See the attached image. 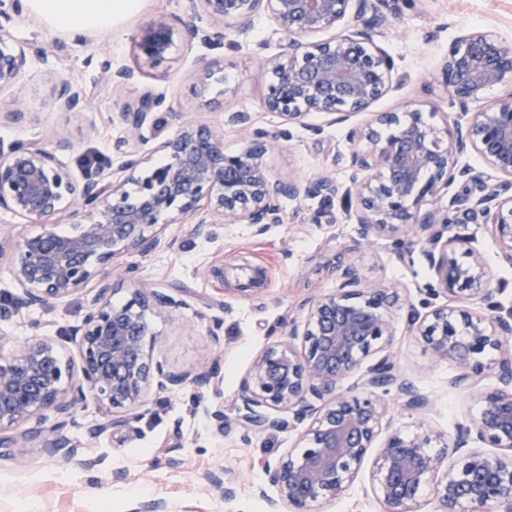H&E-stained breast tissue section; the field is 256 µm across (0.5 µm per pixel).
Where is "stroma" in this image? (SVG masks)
Returning a JSON list of instances; mask_svg holds the SVG:
<instances>
[{
    "label": "stroma",
    "instance_id": "obj_1",
    "mask_svg": "<svg viewBox=\"0 0 512 512\" xmlns=\"http://www.w3.org/2000/svg\"><path fill=\"white\" fill-rule=\"evenodd\" d=\"M176 9L175 0H143L138 14L116 23L110 32H85L80 41L72 34L49 30L32 14L13 20L8 29L15 42L44 44L63 58L75 76L82 77L85 59L93 50L111 56L115 65L135 66L132 38L142 18ZM438 25L443 28L439 41L426 43L429 29ZM473 27L512 37V0H416L403 7L380 41L395 69L390 92L372 105V112L398 110L410 99L429 100L436 108L433 123L443 125L451 107L434 78L449 42ZM178 45L168 69L142 68L117 93L104 85L94 88L95 106L81 115L55 108L52 80L43 69L33 67L23 77V118L0 120V149L31 140L49 143L63 133L75 149L61 160L74 175H81L83 156L112 157L119 130L110 117L117 104L166 88L188 108L190 119L200 124L219 125L225 112L247 110L257 113L260 126L287 128V138L266 157L272 173L309 176L325 170L337 181H345L350 146L343 130L325 126L323 118L315 115L310 125L323 129L316 138L308 128L285 125L278 115L263 111L268 77L254 62L249 44L225 45L218 56L183 36ZM347 208V201L338 197L329 202L287 200L282 223L259 237L241 224L204 241L191 235L189 225L171 224L166 232L178 235L185 243L183 249L123 257L127 273L112 280L113 303H125L135 288L152 282L182 295L191 305L186 321L152 320L162 339L154 355L176 370L218 362L224 391L218 396H200L190 389L153 394L138 419L113 428L103 427L97 405L87 403L63 428L78 448L80 464L59 465L36 442L13 449L9 458L0 460V512H138L143 503L153 500L165 501L169 512H268L267 500L276 497L277 491L265 486L266 498L256 496V486L265 485L261 462L296 446L297 432L253 434L236 425L225 429L211 412L220 408L227 418H234L236 393L254 358L275 338L287 335L288 322L298 316L304 299L335 289L336 267L342 261L355 264L367 281L398 284L408 298L398 315L397 367L429 396L430 404L409 410L393 396H385L387 415L381 437L396 430L409 434L424 426L439 434L442 442H452L458 426L475 418L476 395L455 388L456 365L435 358L408 330L413 312L424 313L446 302L445 297L431 293L438 285L435 271L413 246L415 230L381 236L368 247L358 241L347 220ZM461 232L483 256L493 285L500 290L499 301L512 303V265L503 261L488 228L467 224ZM407 246L412 249L411 259L399 261L398 250ZM215 265L224 268L220 290L208 273ZM1 297L8 303L0 309V336L18 341L34 333L51 337L64 361L78 364L77 349L67 336L83 318L85 294L44 308L26 306L7 258L1 257ZM210 327L223 336V348L210 343L206 335ZM173 456L180 458V466L170 465ZM375 457V452H368L346 495L315 504V512H383L371 483ZM219 464L236 475L237 494L229 501L195 480L197 471ZM117 471L124 473L123 481H113Z\"/></svg>",
    "mask_w": 512,
    "mask_h": 512
}]
</instances>
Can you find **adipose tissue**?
I'll use <instances>...</instances> for the list:
<instances>
[{"label":"adipose tissue","instance_id":"adipose-tissue-1","mask_svg":"<svg viewBox=\"0 0 512 512\" xmlns=\"http://www.w3.org/2000/svg\"><path fill=\"white\" fill-rule=\"evenodd\" d=\"M142 0H30L32 12L61 32H107L114 22L135 14Z\"/></svg>","mask_w":512,"mask_h":512}]
</instances>
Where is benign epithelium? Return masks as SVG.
I'll list each match as a JSON object with an SVG mask.
<instances>
[{
    "mask_svg": "<svg viewBox=\"0 0 512 512\" xmlns=\"http://www.w3.org/2000/svg\"><path fill=\"white\" fill-rule=\"evenodd\" d=\"M28 0H0V117L18 120L24 100L21 78L37 64L54 83V106L80 114L93 107L99 83L118 92L136 72L112 67L92 53L90 82L77 79L49 51L19 45L4 23L27 14ZM409 0H177L178 12L146 18L133 37L137 62L159 68L171 62L184 18L192 37L210 51L224 49L233 35L249 41L255 18L264 13L288 40L277 55L267 42L253 43L257 64L268 71L263 109L290 124H305L313 112L340 125L350 145L348 174L340 184L328 172L282 178L264 157L285 136L256 125L254 113H224V125L196 124L173 105L165 90L123 103L112 113L120 136L112 145L120 162L110 172L97 167L76 178L58 158L74 149L64 135L47 147L38 141L0 151V212L35 233L13 234L0 225V255L9 249L10 271L29 307L62 302L93 286L81 323L70 330L80 369L62 361L55 340L33 336L16 342L0 336V458L11 449L40 441L45 453L66 465L77 450L61 434L66 421L88 399L122 425L139 417L149 394L186 387L199 394L222 391L216 363L177 371L154 357L159 343L151 318L184 314L191 305L165 288H137L133 298L112 303L117 259L179 246L162 235V224H189L191 235L212 240L217 227L247 224L258 235L283 221V202L345 196L354 207L350 223L371 244L382 232L413 228L435 269L439 289L451 303L409 321L437 358L457 365L455 387L479 393L478 415L457 429L450 445L423 429L390 434L379 448L371 480L384 512H414L424 486L433 485L435 512H512V312L492 301L490 274L482 256L454 231L457 224H484L503 259L512 264V92L487 99L498 85H512V39L470 29L448 44L437 83L451 107L466 118L447 117L437 128L422 120L428 101L382 112L361 125L351 119L369 111L392 85L394 63L378 45L400 4ZM340 28L327 40L318 33ZM483 107L470 112V106ZM173 133L155 142L152 162L142 146L159 126ZM243 140L224 151V129ZM469 153L492 171L485 180L460 164ZM457 182L462 190L448 196ZM447 204H442L444 197ZM73 232L54 230L61 219ZM441 225L448 237L427 234ZM338 288L302 304L288 322V340L258 355L239 384L236 423L252 433L297 430L298 444L264 466L276 487L270 512H313L315 503L342 497L354 483L379 434L384 416L372 400H351L345 383L366 392L395 395L407 409L430 400L397 369L396 315L406 303L391 282H367L352 263L338 265ZM494 384L486 385L484 381ZM488 443L493 450L477 447ZM450 456L454 465L444 467ZM198 480L230 500L236 477L222 468Z\"/></svg>",
    "mask_w": 512,
    "mask_h": 512,
    "instance_id": "7a95c632",
    "label": "benign epithelium"
}]
</instances>
